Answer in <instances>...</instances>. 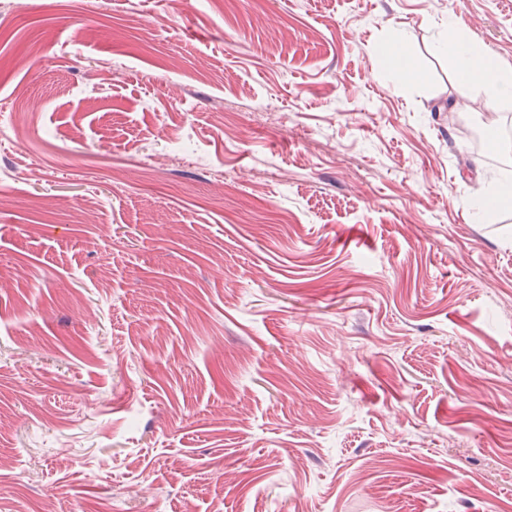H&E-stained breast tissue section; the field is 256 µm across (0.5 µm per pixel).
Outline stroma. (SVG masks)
I'll use <instances>...</instances> for the list:
<instances>
[{"label": "stroma", "instance_id": "obj_1", "mask_svg": "<svg viewBox=\"0 0 512 512\" xmlns=\"http://www.w3.org/2000/svg\"><path fill=\"white\" fill-rule=\"evenodd\" d=\"M453 23L512 66V0H0V512H512ZM379 54L385 65L403 78L416 76V72L410 64L405 45L394 42L383 43L379 48Z\"/></svg>", "mask_w": 512, "mask_h": 512}]
</instances>
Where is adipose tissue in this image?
Instances as JSON below:
<instances>
[{
  "label": "adipose tissue",
  "instance_id": "1",
  "mask_svg": "<svg viewBox=\"0 0 512 512\" xmlns=\"http://www.w3.org/2000/svg\"><path fill=\"white\" fill-rule=\"evenodd\" d=\"M459 77L483 89L489 106L512 103V68L487 63L467 44H459L452 56Z\"/></svg>",
  "mask_w": 512,
  "mask_h": 512
}]
</instances>
